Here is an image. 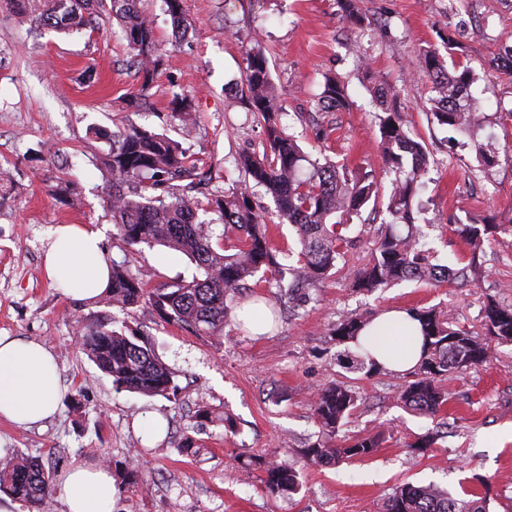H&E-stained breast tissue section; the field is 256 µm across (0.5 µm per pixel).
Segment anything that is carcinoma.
<instances>
[{"mask_svg": "<svg viewBox=\"0 0 512 512\" xmlns=\"http://www.w3.org/2000/svg\"><path fill=\"white\" fill-rule=\"evenodd\" d=\"M19 13H28L40 26L62 32L85 29L93 18L108 14L116 19L122 38L131 51L132 65L146 92L162 65L153 23L138 7V0H6ZM172 22L174 38H182L187 21L182 0H163ZM349 27L364 25L356 0H337ZM423 72L432 82L429 99L432 121L457 132L474 135L483 121L471 98L472 68L454 64L448 71L439 50H423ZM373 96L381 109L378 115L380 158L385 169L395 173L387 204L391 220L385 223L371 255L353 280L357 292L373 293L401 281L433 284L466 280L470 268L454 269L438 263L427 248L419 227L423 207L417 196L421 179L430 163L423 140L415 139L402 114L389 108L393 91L376 84ZM246 98L251 111L266 126L268 150L242 153L236 167L243 184L226 190L208 189L210 179L199 169L182 143L153 133L133 123L108 132L97 129L99 139L112 140V150L100 158L111 175L106 204L112 212L115 239L120 249L146 244L161 246L185 255L198 275L174 280L156 288L146 287L124 263L110 264L106 290L112 305L123 309L146 307L165 322L195 336H216L232 318L226 303L228 293L239 283L280 268L271 246L269 226L252 199L250 185L262 187L275 205L281 223L292 224L298 234V262L288 268L289 288L316 287L336 269L351 240L344 234L350 219L378 196L377 183L366 175H351L345 167L325 158L305 154L296 139L280 125L283 92L271 79L264 49L257 45L246 57ZM347 105L344 85L327 75L317 109L336 112ZM171 118L179 121L182 133L194 128L193 107L187 95L174 100ZM500 229L497 224H463L458 232L478 252L485 239ZM423 334L421 360L399 392L409 410L436 415L448 401L441 382L451 372L461 373L487 362L491 344L512 343V306L489 300L482 309L483 337L455 328L447 316L434 308H411ZM373 316L355 312L336 323L335 336L342 343L354 340ZM80 346L112 383L149 397L177 398L179 387L174 372L154 352L147 338L128 336L106 323L84 325ZM358 396L350 386L335 384L313 397L312 411L323 438L305 448L313 463H336L343 458L364 457L380 447V437L368 435L344 445H333L340 427L356 407ZM266 489L273 495H292L301 489L299 472L293 464L259 458ZM52 471L19 454L0 457V491L46 512L52 493ZM383 512H489L485 496L468 493L462 497L434 484H404L384 502Z\"/></svg>", "mask_w": 512, "mask_h": 512, "instance_id": "1", "label": "carcinoma"}]
</instances>
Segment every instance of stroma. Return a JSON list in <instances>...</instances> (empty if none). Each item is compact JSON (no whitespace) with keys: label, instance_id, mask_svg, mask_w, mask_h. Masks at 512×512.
Returning a JSON list of instances; mask_svg holds the SVG:
<instances>
[{"label":"stroma","instance_id":"obj_1","mask_svg":"<svg viewBox=\"0 0 512 512\" xmlns=\"http://www.w3.org/2000/svg\"><path fill=\"white\" fill-rule=\"evenodd\" d=\"M367 20L350 29L336 0H182L189 24L174 41L162 0H142L155 21L164 64L149 91L151 107L129 98L140 82L118 25L109 16L98 29L67 34L37 27L32 17L0 4V336L45 344L53 353L62 389L56 414L31 426L0 420V456L19 451L64 472L71 464L107 463L112 470V512H382L392 490L433 482L459 493L488 496L490 512H512V344L494 346L490 360L442 383L448 402L434 416L407 410L398 393L405 374L364 376L343 367L344 347L334 330L350 312L436 308L452 324L482 332L488 300L512 305V0H357ZM454 40V59L474 72L472 95L492 134L496 164L484 165L464 135L430 122L431 84L420 51ZM262 45L275 85L284 91L282 122L304 152L327 155L349 173H370L379 196L351 222L356 243L335 274L319 287L287 294L277 274L259 275L227 297L235 318L221 336H195L162 322L147 308L132 312L106 296L76 301L45 276L46 233L56 224L104 229L107 258L127 260L132 273L150 275L151 286L191 279L196 268L163 247L139 245L124 253L114 239L104 203L107 178L98 162L109 141L94 128L115 130L132 121L179 138L170 121L175 96L193 99L196 126L184 141L212 188L240 181L235 160L262 152L266 131L242 101L246 53ZM93 68V79L83 77ZM372 68L396 95L399 110L429 152L420 197V227L440 262L461 267L476 260L469 281L436 286L403 282L372 294L354 292L355 273L368 260L387 220L392 176L379 157L380 139L371 85ZM347 85L349 109L325 114L328 140L312 132L314 100L323 77ZM270 226L281 266L295 264L291 225L279 223L264 188L252 190ZM498 224L502 230L472 253L462 224ZM258 315L275 311L269 332L256 335L237 316L247 306ZM98 321L144 335L175 372L182 392L169 401L113 386L82 351L79 323ZM353 386L356 408L341 428L340 444L378 434L382 444L367 457L314 464L301 451L320 437L312 400L336 383ZM217 413L198 423L197 409ZM229 415L233 428L221 417ZM168 423L154 435L147 425ZM429 431L431 448L410 443ZM190 436L195 451L177 445ZM295 463L302 488L273 495L255 458ZM148 479V492L128 484L130 471Z\"/></svg>","mask_w":512,"mask_h":512}]
</instances>
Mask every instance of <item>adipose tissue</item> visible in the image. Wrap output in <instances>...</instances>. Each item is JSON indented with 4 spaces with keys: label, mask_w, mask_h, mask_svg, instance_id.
<instances>
[{
    "label": "adipose tissue",
    "mask_w": 512,
    "mask_h": 512,
    "mask_svg": "<svg viewBox=\"0 0 512 512\" xmlns=\"http://www.w3.org/2000/svg\"><path fill=\"white\" fill-rule=\"evenodd\" d=\"M44 269L47 278L74 300L104 292L110 265L102 254L100 230L84 224H59L47 234ZM385 370L407 372L421 355V333L406 310L376 316L355 341ZM62 397L57 365L42 343L0 336V418L24 426L56 412ZM67 512H110L112 474L107 464H80L59 478Z\"/></svg>",
    "instance_id": "obj_1"
}]
</instances>
